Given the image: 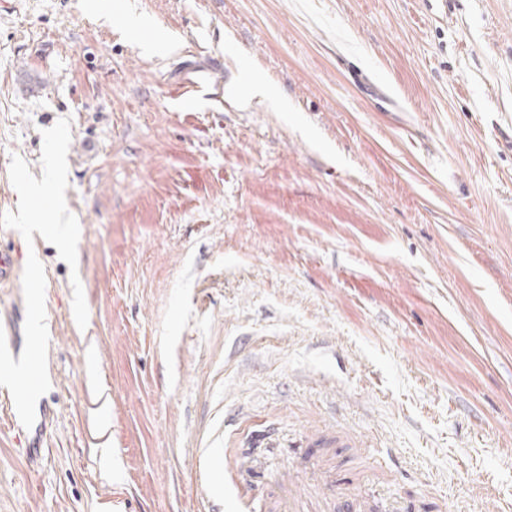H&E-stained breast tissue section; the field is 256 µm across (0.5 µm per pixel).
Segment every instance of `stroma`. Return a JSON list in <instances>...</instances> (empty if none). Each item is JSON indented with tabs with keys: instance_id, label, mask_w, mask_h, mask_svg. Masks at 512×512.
<instances>
[{
	"instance_id": "obj_1",
	"label": "stroma",
	"mask_w": 512,
	"mask_h": 512,
	"mask_svg": "<svg viewBox=\"0 0 512 512\" xmlns=\"http://www.w3.org/2000/svg\"><path fill=\"white\" fill-rule=\"evenodd\" d=\"M63 118L76 266L0 228L53 411L33 464L0 394V512H512V0H8L0 214Z\"/></svg>"
}]
</instances>
